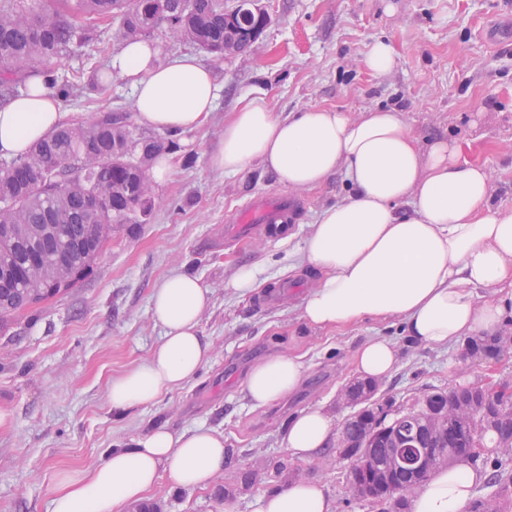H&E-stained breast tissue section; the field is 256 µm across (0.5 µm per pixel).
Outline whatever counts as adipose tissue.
I'll use <instances>...</instances> for the list:
<instances>
[{
  "label": "adipose tissue",
  "mask_w": 512,
  "mask_h": 512,
  "mask_svg": "<svg viewBox=\"0 0 512 512\" xmlns=\"http://www.w3.org/2000/svg\"><path fill=\"white\" fill-rule=\"evenodd\" d=\"M112 69L134 91L138 121L162 131L199 128L221 88L193 56L160 58L146 42H122ZM69 121L59 95L41 79L0 106V156L19 157ZM225 173L259 163L280 184L314 188L342 175L350 194L323 208L299 246L300 261L318 281L300 316L310 326L342 328L373 319H400L410 341L445 347L467 336L495 335L512 303H477L473 292L512 281V208L492 204L489 169L467 160L456 142L421 147L400 110L370 108L357 119L311 106L284 116L261 93L246 96L224 125L213 157ZM209 290L191 274L175 272L153 289L150 313L163 336L145 362L113 378V411L157 403L183 389L210 361L200 334ZM363 379L380 380L396 368L387 338L366 339L354 353ZM299 357L278 355L253 366L245 391L254 406L275 402L300 383ZM332 425L317 408L288 423L285 444L309 458L323 450ZM224 437L196 426L176 434L163 426L98 462L57 475L49 512H117L143 499L160 476L174 487L210 484L224 467ZM483 471L465 464L436 471L412 501V512H465ZM260 512H333L325 488L295 481L261 500Z\"/></svg>",
  "instance_id": "ef3b65f1"
}]
</instances>
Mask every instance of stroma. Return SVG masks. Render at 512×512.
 <instances>
[{
    "label": "stroma",
    "mask_w": 512,
    "mask_h": 512,
    "mask_svg": "<svg viewBox=\"0 0 512 512\" xmlns=\"http://www.w3.org/2000/svg\"><path fill=\"white\" fill-rule=\"evenodd\" d=\"M271 21L249 61L218 57L159 29L162 56L191 55L209 65L223 92L202 127L179 133L172 171L152 181L155 205L138 224H116L83 280L0 331V512H48L53 480L103 458L156 425L180 433L204 424L222 433L224 468L204 489L176 490L161 478L148 501L158 512H258L259 502L288 483L323 485L334 512H377L354 497L348 466L335 445L318 456H293L284 443L289 419L319 408L334 430L351 415L340 391L356 379L353 354L371 336L391 339L393 374L378 395L407 407L432 391L487 377L512 379V346L490 360L470 353L469 340L445 347L410 342L400 320L321 329L300 317L317 277L299 261L298 245L320 210L344 199L334 175L313 189H291L260 164L225 175L212 163L224 122L240 98L263 91L284 114L317 105L360 117L370 107L397 108L422 145L462 144L468 160L493 174V202L512 207V0H260ZM388 43L396 66L376 76L363 59ZM120 40L116 24L100 25L64 59L59 72L72 87L66 112L132 111L133 91L120 77L104 84ZM258 193L286 196L300 209L295 223L270 238L224 237L226 216ZM258 266L268 286L241 293L238 268ZM201 279L210 303L200 320L213 357L186 387L156 404L119 414L107 403L112 378L147 360L163 329L150 295L170 273ZM301 357L305 373L291 394L264 407L249 401L244 380L274 355Z\"/></svg>",
    "instance_id": "1"
}]
</instances>
